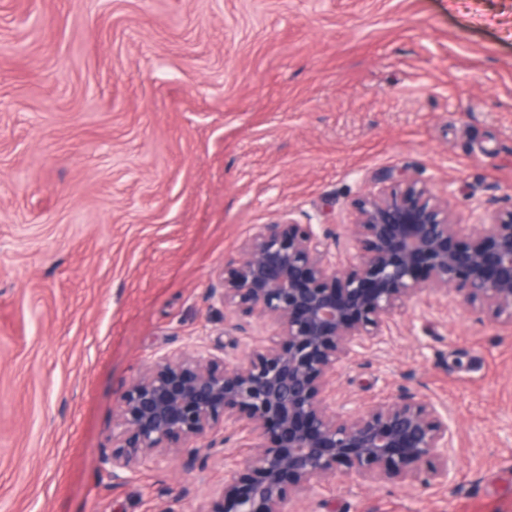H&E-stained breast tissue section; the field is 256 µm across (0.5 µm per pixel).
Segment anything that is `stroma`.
<instances>
[{"label":"stroma","mask_w":512,"mask_h":512,"mask_svg":"<svg viewBox=\"0 0 512 512\" xmlns=\"http://www.w3.org/2000/svg\"><path fill=\"white\" fill-rule=\"evenodd\" d=\"M512 206V0H0V512H202L242 437L101 472L126 385L200 338L253 225L327 228L403 180ZM448 415L444 486L340 476L284 512H512V326L426 291L340 369Z\"/></svg>","instance_id":"stroma-1"}]
</instances>
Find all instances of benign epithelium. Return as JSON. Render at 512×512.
Returning <instances> with one entry per match:
<instances>
[{
    "label": "benign epithelium",
    "instance_id": "benign-epithelium-1",
    "mask_svg": "<svg viewBox=\"0 0 512 512\" xmlns=\"http://www.w3.org/2000/svg\"><path fill=\"white\" fill-rule=\"evenodd\" d=\"M355 262L344 265L314 224H256L224 263L219 298L244 328L272 335L244 358L205 340L166 350L121 393L112 451L114 481L148 458L166 459L221 426L258 440L224 472L205 512H283L292 494L338 475L350 480L448 482V419L416 393L364 406L336 403L342 363L383 341L394 313L425 290L453 294L464 313L512 323V207L474 202L462 221L449 197L410 180L353 202Z\"/></svg>",
    "mask_w": 512,
    "mask_h": 512
}]
</instances>
